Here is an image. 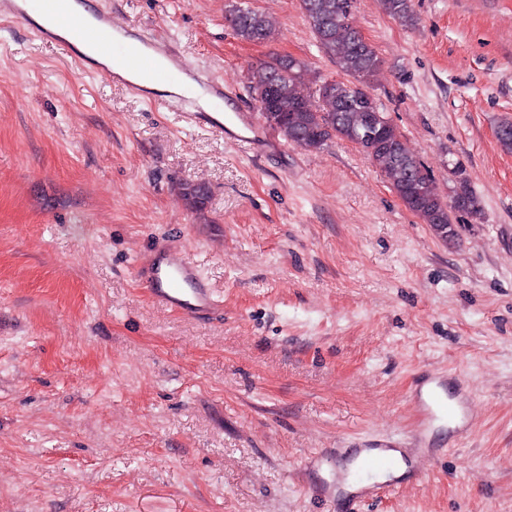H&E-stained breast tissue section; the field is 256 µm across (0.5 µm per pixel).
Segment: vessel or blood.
Segmentation results:
<instances>
[{
  "instance_id": "vessel-or-blood-1",
  "label": "vessel or blood",
  "mask_w": 512,
  "mask_h": 512,
  "mask_svg": "<svg viewBox=\"0 0 512 512\" xmlns=\"http://www.w3.org/2000/svg\"><path fill=\"white\" fill-rule=\"evenodd\" d=\"M74 0H48V23L35 28V36L43 42L58 46L62 52H70L79 44H92L100 50H107L119 32L112 21V14L101 11L94 15L90 25H78L69 29L67 35H59L53 28L57 19L70 12ZM128 74L127 87L134 93H142L144 84L161 80L174 81L182 75H191L194 82L205 88L212 96L228 98L229 93L223 82L205 73H188L183 59L161 43L147 38L137 44L124 45L113 67L105 69L109 79H116L118 71ZM180 120L214 133L227 140L253 144L254 132L260 123L254 115L242 112H183ZM141 281L149 297L158 304L197 317L213 310L218 300L201 278L197 267L177 249L150 265L140 273ZM421 416V431H428L436 422L443 420L460 421L469 425L473 415L466 398L449 397L441 379L429 380L425 390L417 397ZM358 467L351 477L337 479V492L346 494L352 500L361 502L384 495L394 490L398 482L395 469L410 464L409 456H396L394 448L383 445L360 449Z\"/></svg>"
}]
</instances>
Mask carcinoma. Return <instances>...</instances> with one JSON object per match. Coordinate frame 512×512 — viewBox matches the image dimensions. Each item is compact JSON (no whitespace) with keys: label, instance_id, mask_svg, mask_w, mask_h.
<instances>
[{"label":"carcinoma","instance_id":"1","mask_svg":"<svg viewBox=\"0 0 512 512\" xmlns=\"http://www.w3.org/2000/svg\"><path fill=\"white\" fill-rule=\"evenodd\" d=\"M384 11L405 24L414 21L411 0H381ZM306 21L321 51L336 63L338 77L326 86L302 88L307 65L290 56L274 57L250 67L247 88L253 98L268 104L262 116L288 142L302 146L308 142L324 145L329 139L354 142L363 137L367 87L380 65L378 53L352 25L355 0H301ZM234 34L248 42L266 43L274 29L262 13L235 7L228 18ZM285 118L279 122V118ZM363 152L374 166L387 175L402 202L439 237L455 236L451 212L481 214L477 197L463 181L454 185L457 205L443 201L427 168L406 148L395 126L385 129L380 144ZM180 195L195 211L203 210L209 188L194 181L180 183Z\"/></svg>","mask_w":512,"mask_h":512}]
</instances>
